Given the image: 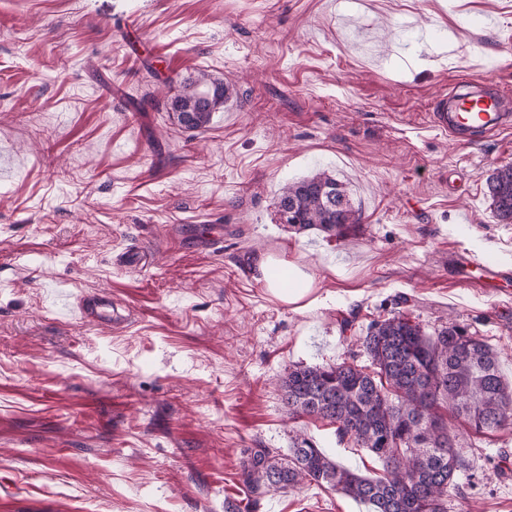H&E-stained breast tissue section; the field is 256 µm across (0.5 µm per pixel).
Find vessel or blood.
<instances>
[{
  "label": "vessel or blood",
  "instance_id": "b4317fda",
  "mask_svg": "<svg viewBox=\"0 0 512 512\" xmlns=\"http://www.w3.org/2000/svg\"><path fill=\"white\" fill-rule=\"evenodd\" d=\"M431 123L434 128L448 132L456 143L465 145L474 138L511 127L512 114L502 110L496 91L452 93L441 99L438 111L431 115ZM457 261L461 271L475 267L483 270L485 278L491 281H503L512 275L490 259L478 260L462 254ZM70 305L78 321L86 325L110 324L122 328L128 323L111 299L97 291L73 297Z\"/></svg>",
  "mask_w": 512,
  "mask_h": 512
}]
</instances>
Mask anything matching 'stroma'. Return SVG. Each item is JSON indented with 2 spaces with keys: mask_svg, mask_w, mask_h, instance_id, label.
<instances>
[{
  "mask_svg": "<svg viewBox=\"0 0 512 512\" xmlns=\"http://www.w3.org/2000/svg\"><path fill=\"white\" fill-rule=\"evenodd\" d=\"M201 69L236 94L185 131L164 78ZM464 78L512 113V0H0V512H225L246 449L299 434L378 474L335 425L288 421L279 381L367 365L353 338L398 314L467 327L512 386V279L487 290L451 264L512 270L485 185L512 127L460 145L430 123ZM318 171L346 183L355 235L281 223L280 185ZM189 224L222 239L196 249ZM127 248L146 268L113 265ZM263 256L309 292L271 293ZM84 290L127 327L76 323L62 295ZM448 431L466 459L448 512H512V425ZM253 512L368 507L306 484ZM456 261L460 271L465 274L471 267L480 268L484 272V278L491 281H504L510 276L509 270L503 269L496 261L490 259L477 260L468 255L460 254ZM270 263V257L266 256L259 262L258 269L261 272L262 279L266 282L268 289L274 294L283 299L284 301L295 303L303 298L309 288H302L303 284L311 281L308 274L303 272L296 266L289 268V272H292V278L294 282V288H283L278 285L268 276V267Z\"/></svg>",
  "mask_w": 512,
  "mask_h": 512,
  "instance_id": "obj_1",
  "label": "stroma"
}]
</instances>
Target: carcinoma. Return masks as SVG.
I'll list each match as a JSON object with an SVG mask.
<instances>
[{
	"label": "carcinoma",
	"mask_w": 512,
	"mask_h": 512,
	"mask_svg": "<svg viewBox=\"0 0 512 512\" xmlns=\"http://www.w3.org/2000/svg\"><path fill=\"white\" fill-rule=\"evenodd\" d=\"M235 94L232 83L200 70L183 81L168 111L187 131L205 129ZM486 195L500 223L512 224V165L492 170ZM277 207L289 227L317 229L329 239L349 236L360 223L346 185L325 171L285 183ZM362 346L373 371L347 363L297 365L281 389L291 418L335 424L340 440L378 458L382 474L365 477L342 467L300 434L288 455L246 449L241 480L250 504L272 490L315 483L367 504L369 512H448V491L465 463L441 407L477 433L512 422V388L498 358L466 328L446 326L431 336L395 315L371 322Z\"/></svg>",
	"instance_id": "1"
}]
</instances>
